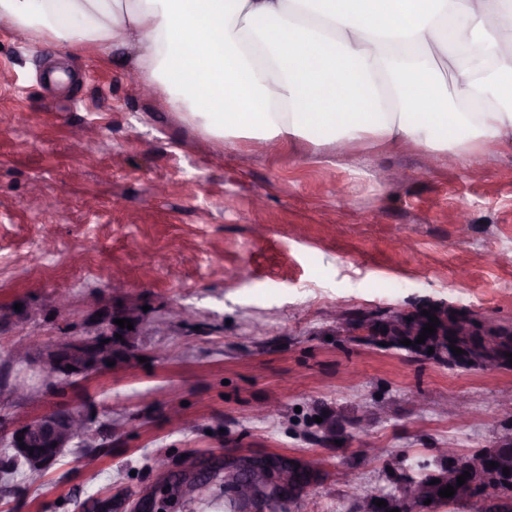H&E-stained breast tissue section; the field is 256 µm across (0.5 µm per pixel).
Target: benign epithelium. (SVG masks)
<instances>
[{
    "mask_svg": "<svg viewBox=\"0 0 512 512\" xmlns=\"http://www.w3.org/2000/svg\"><path fill=\"white\" fill-rule=\"evenodd\" d=\"M427 310L443 321L448 317L457 320L462 326V335L475 333L479 336L488 335L485 322L474 321L475 315L464 307L448 309L446 307L416 308L414 312L421 313ZM115 334L134 336L136 332L121 328L114 324L109 328L101 324L96 325V331L89 336L66 337L53 345L50 349L35 357L24 344L15 346L12 350V362L23 374V380L14 386L15 393L25 395L31 387L26 383L28 379L46 381L53 377L72 379L86 377L94 372L110 369L105 362L94 367L86 364L84 352L87 347L96 345L102 350V355H108L111 343L108 337ZM74 370H69L68 366ZM99 435V429L88 413L81 409L62 407L44 413L36 418L26 420L15 426L10 432L7 447L11 455L18 461L25 462L32 468L45 469L59 457L63 451L71 447L74 440L85 441ZM23 437L17 441V437ZM512 447V438L493 448H483L478 452H461L456 448H443L441 453L452 463L455 474L465 472L470 474L465 484L456 488V495L472 501H480L490 512H512V495L502 491V486L511 482L512 478L503 475L506 468L505 458L507 449ZM32 448H45L47 452L42 455L30 453ZM495 467H490V462ZM279 464L263 457L233 459L224 464V472H233L237 475H246L240 481L245 487V494L240 496L241 502L255 504L258 512H268L267 506L272 503L279 507V512H292V507L301 496L293 492L288 482L279 475ZM375 499H382L387 506L378 507L373 503ZM353 501L362 505V508L353 512H390L396 508L403 510L405 495L399 491H378L367 496L355 495Z\"/></svg>",
    "mask_w": 512,
    "mask_h": 512,
    "instance_id": "benign-epithelium-1",
    "label": "benign epithelium"
}]
</instances>
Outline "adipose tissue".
<instances>
[{
  "label": "adipose tissue",
  "mask_w": 512,
  "mask_h": 512,
  "mask_svg": "<svg viewBox=\"0 0 512 512\" xmlns=\"http://www.w3.org/2000/svg\"><path fill=\"white\" fill-rule=\"evenodd\" d=\"M0 24L131 52L228 149L512 145V0H0Z\"/></svg>",
  "instance_id": "obj_1"
}]
</instances>
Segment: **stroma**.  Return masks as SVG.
Returning <instances> with one entry per match:
<instances>
[{"instance_id": "obj_1", "label": "stroma", "mask_w": 512, "mask_h": 512, "mask_svg": "<svg viewBox=\"0 0 512 512\" xmlns=\"http://www.w3.org/2000/svg\"><path fill=\"white\" fill-rule=\"evenodd\" d=\"M133 69L0 25V441L63 406L104 427L93 466L69 448L40 478L0 474V512L103 495L133 512L173 478L177 512H225V462L271 455L321 479L294 512H344L354 486L512 437V371L367 347L335 319L447 304L512 328V145L467 165L413 146L227 150L142 97ZM108 306L138 323L118 364L14 395L16 344L90 335Z\"/></svg>"}]
</instances>
